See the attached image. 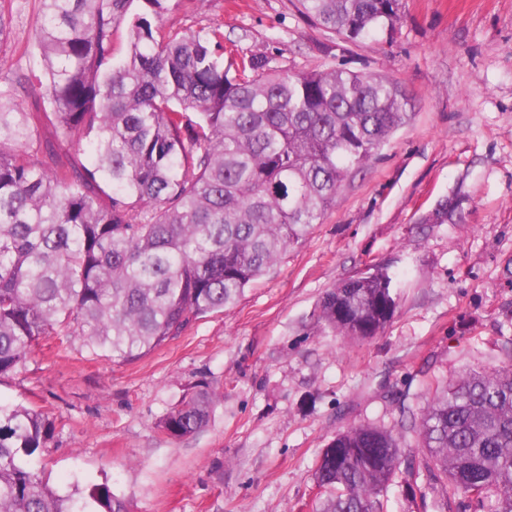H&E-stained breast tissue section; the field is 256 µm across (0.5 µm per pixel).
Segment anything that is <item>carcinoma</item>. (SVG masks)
Segmentation results:
<instances>
[{
  "mask_svg": "<svg viewBox=\"0 0 512 512\" xmlns=\"http://www.w3.org/2000/svg\"><path fill=\"white\" fill-rule=\"evenodd\" d=\"M133 2L39 0V103L52 137L0 89V376L64 329L91 354L132 363L233 306L411 120L392 78L226 63L223 23L167 31L168 0ZM298 3L353 43L400 19L401 0ZM397 288L394 273L371 268L325 293L322 319L340 336H376ZM502 352L505 365L469 371L420 412L400 405L403 427L423 439L436 512L456 493L512 512V343ZM217 402L200 389L159 426L193 435ZM53 434L43 412L0 403V512H128L106 481L85 494L49 486L38 459ZM402 463L388 430L339 433L316 464V512H387Z\"/></svg>",
  "mask_w": 512,
  "mask_h": 512,
  "instance_id": "1",
  "label": "carcinoma"
}]
</instances>
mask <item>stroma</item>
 Segmentation results:
<instances>
[{
	"label": "stroma",
	"mask_w": 512,
	"mask_h": 512,
	"mask_svg": "<svg viewBox=\"0 0 512 512\" xmlns=\"http://www.w3.org/2000/svg\"><path fill=\"white\" fill-rule=\"evenodd\" d=\"M297 0H169L165 28L219 21L224 43L293 72L344 67L397 80L411 121L355 172L321 223L238 303L132 363L49 336L0 402L55 421L41 458L60 492L106 482L130 512H315V464L337 434L400 429L403 469L389 512H424L434 492L399 407L431 382L502 366L512 342V0H401L393 34L345 42ZM38 0L0 5V87L42 74ZM448 219L436 224L438 204ZM372 266L399 278L386 328L348 341L320 317L324 294ZM209 424L174 440L158 422L200 385Z\"/></svg>",
	"instance_id": "35a3bbf8"
}]
</instances>
